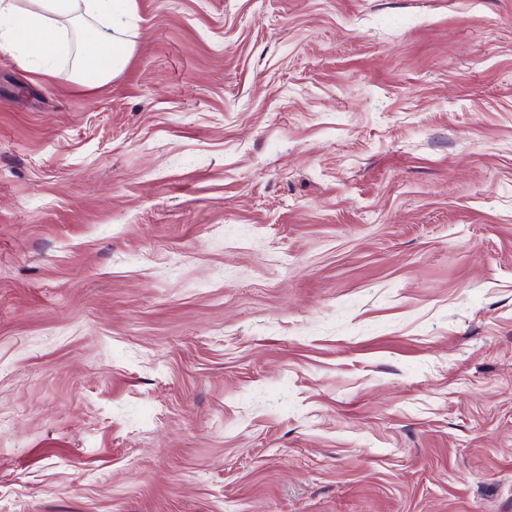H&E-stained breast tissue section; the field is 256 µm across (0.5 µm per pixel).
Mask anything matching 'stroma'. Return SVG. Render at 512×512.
I'll return each mask as SVG.
<instances>
[{
  "mask_svg": "<svg viewBox=\"0 0 512 512\" xmlns=\"http://www.w3.org/2000/svg\"><path fill=\"white\" fill-rule=\"evenodd\" d=\"M0 46V512H512V0H135ZM29 2V6L19 7L15 0L0 1V43L14 51L31 72L97 87L122 70L135 46L136 34L129 33L134 0ZM58 23L81 34L72 67L64 74L56 63L65 46L51 33L52 25Z\"/></svg>",
  "mask_w": 512,
  "mask_h": 512,
  "instance_id": "obj_1",
  "label": "stroma"
}]
</instances>
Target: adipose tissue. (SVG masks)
Wrapping results in <instances>:
<instances>
[{"mask_svg": "<svg viewBox=\"0 0 512 512\" xmlns=\"http://www.w3.org/2000/svg\"><path fill=\"white\" fill-rule=\"evenodd\" d=\"M134 0H0V45L10 48L36 74L65 76L84 87L112 80L134 49L129 31ZM68 24L82 36L72 67L56 66L65 51L51 33L52 25Z\"/></svg>", "mask_w": 512, "mask_h": 512, "instance_id": "1", "label": "adipose tissue"}]
</instances>
